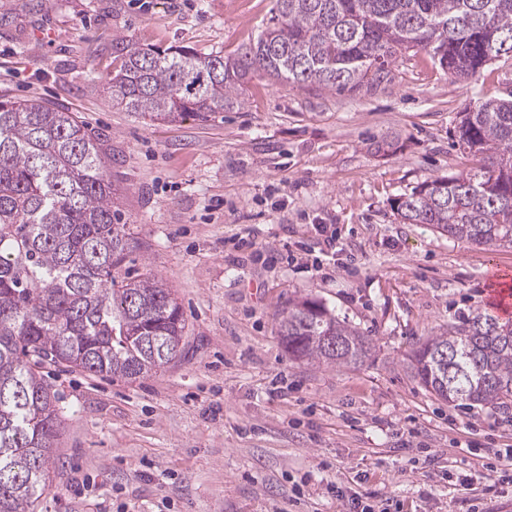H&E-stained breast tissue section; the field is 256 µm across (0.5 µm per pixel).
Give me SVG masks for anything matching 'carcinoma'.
Wrapping results in <instances>:
<instances>
[{
    "label": "carcinoma",
    "mask_w": 512,
    "mask_h": 512,
    "mask_svg": "<svg viewBox=\"0 0 512 512\" xmlns=\"http://www.w3.org/2000/svg\"><path fill=\"white\" fill-rule=\"evenodd\" d=\"M257 40L232 55L138 48L112 39L113 101L152 120L242 109L240 88L276 82L358 90L390 80L406 51L455 78L512 58V0H275ZM457 144L484 165L438 176L395 200L427 224L488 248L512 245V91L459 113ZM134 248L106 155L72 113L38 98L0 100V512H29L47 489L61 427L44 365L135 381L182 354L173 290L127 263ZM278 333L293 360L356 365L370 339L321 302L288 305ZM414 377L454 406L512 409V320L462 316L418 342Z\"/></svg>",
    "instance_id": "cac0c4a2"
}]
</instances>
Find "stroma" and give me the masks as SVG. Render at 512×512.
<instances>
[{"mask_svg":"<svg viewBox=\"0 0 512 512\" xmlns=\"http://www.w3.org/2000/svg\"><path fill=\"white\" fill-rule=\"evenodd\" d=\"M275 0H0V99L73 113L107 152L133 268L173 289L183 353L136 381L45 368L62 429L32 512H512V419L453 406L407 355L490 309L488 249L406 224L399 195L476 172L459 112L512 89V59L452 78L425 52L356 91L261 73L241 110L153 121L103 89L112 40L231 54ZM388 139L397 152L375 144ZM335 229L323 252L314 227ZM268 247L257 251L258 244ZM314 298L369 336L351 366L289 359L278 322ZM496 465L489 485L470 484Z\"/></svg>","mask_w":512,"mask_h":512,"instance_id":"1","label":"stroma"}]
</instances>
